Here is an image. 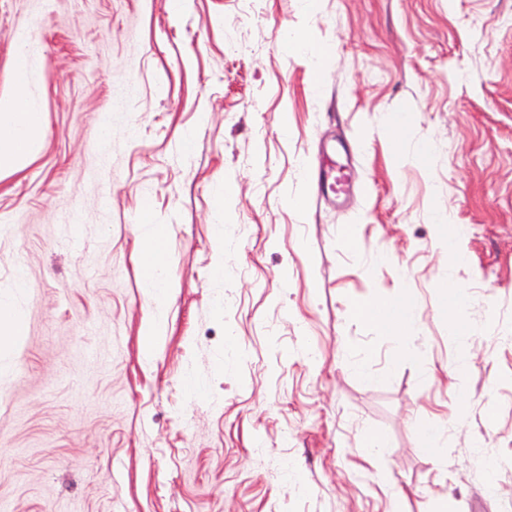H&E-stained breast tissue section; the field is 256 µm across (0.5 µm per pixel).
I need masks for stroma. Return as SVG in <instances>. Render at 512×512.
Returning <instances> with one entry per match:
<instances>
[{"mask_svg": "<svg viewBox=\"0 0 512 512\" xmlns=\"http://www.w3.org/2000/svg\"><path fill=\"white\" fill-rule=\"evenodd\" d=\"M169 2L0 0V99L44 116L0 177V294L27 270L26 333L0 348V512H387L399 490L402 512H512V0ZM336 139L343 204L307 176ZM145 207L171 228L159 303ZM397 294L424 365L356 315ZM454 288L456 286L451 281L442 284L443 305L448 309V335L455 340L464 341L467 336H465V326L462 324L463 318L457 313L459 298Z\"/></svg>", "mask_w": 512, "mask_h": 512, "instance_id": "1", "label": "stroma"}]
</instances>
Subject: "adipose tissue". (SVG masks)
I'll use <instances>...</instances> for the list:
<instances>
[{
	"instance_id": "ef3b65f1",
	"label": "adipose tissue",
	"mask_w": 512,
	"mask_h": 512,
	"mask_svg": "<svg viewBox=\"0 0 512 512\" xmlns=\"http://www.w3.org/2000/svg\"><path fill=\"white\" fill-rule=\"evenodd\" d=\"M44 117L29 103L18 100L0 102V175L21 170L37 153L42 134ZM145 244L143 266L145 284L154 300H161L167 286L165 242L170 234L166 224H144L140 227ZM361 318L381 325L390 337L400 345L404 353L419 357L414 343L417 327L414 302L401 295L390 300L359 308Z\"/></svg>"
}]
</instances>
